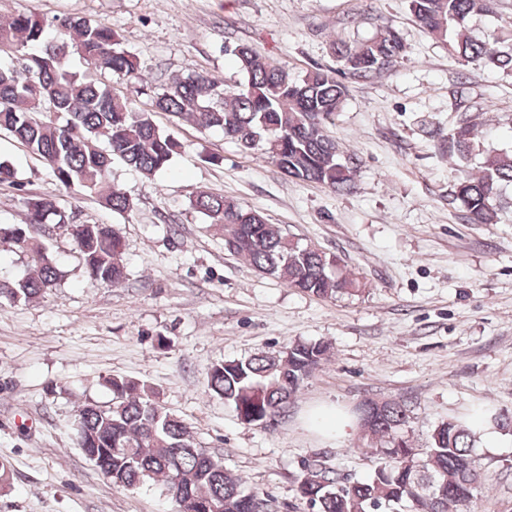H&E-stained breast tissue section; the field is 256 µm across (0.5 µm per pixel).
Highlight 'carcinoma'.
Instances as JSON below:
<instances>
[{
  "label": "carcinoma",
  "instance_id": "1",
  "mask_svg": "<svg viewBox=\"0 0 512 512\" xmlns=\"http://www.w3.org/2000/svg\"><path fill=\"white\" fill-rule=\"evenodd\" d=\"M494 0H408L424 29L441 40L463 65L512 76V45L492 49L467 32L469 19L492 12ZM21 54L24 63L0 65V132L16 139L41 162L61 188L74 190L118 213L132 201L109 184L114 159L144 174L171 166L181 144L155 122L166 112L201 130L220 129L245 151L259 150L288 176L334 192L355 188L358 158L342 155L324 128L348 95L345 80L365 82L394 67L406 54L398 32L335 50L339 67L314 68L303 76L258 55L246 43L231 51L245 77L229 87L206 72L176 75L156 91L121 46L120 35L104 22L66 17L47 34L44 21L18 14L0 20V52ZM77 55L87 71L70 69ZM111 75L136 86L146 97L138 106L101 81ZM480 151L474 125L460 120L448 133V154L467 160ZM512 185V153L484 156L479 175L459 179L449 197L468 224H496L504 209L501 187ZM27 222L0 224V242L25 252L30 271L21 279H0V300L31 301L64 276L56 257L34 228L53 224L70 230L72 214L52 194L24 200ZM190 206L208 224H217L224 249L248 260L258 272L318 297L359 291L338 259L288 237L259 211L238 200L198 191ZM88 278L118 286L127 280L121 236L110 224H86L72 238ZM327 360L322 342L294 341L281 350L214 364L210 395L224 400L247 425H265L285 410L305 380ZM112 398L83 403L75 414L76 442L93 464L119 488L162 485L178 512H269L268 500L246 489L221 459L199 446L190 423L156 400L150 386L132 379H105ZM370 417L360 452L377 459L364 480L343 478L318 454L302 462L297 494L311 512H467L482 490L483 471L474 448L484 426L506 429L512 418L479 408L469 420L438 424L429 448L421 451L404 435L410 416L400 401L367 399L354 412Z\"/></svg>",
  "mask_w": 512,
  "mask_h": 512
}]
</instances>
